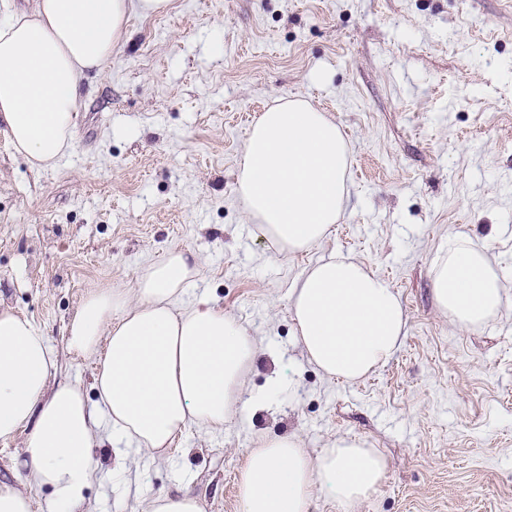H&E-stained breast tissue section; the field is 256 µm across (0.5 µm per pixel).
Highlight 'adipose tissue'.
Wrapping results in <instances>:
<instances>
[{
	"label": "adipose tissue",
	"instance_id": "1",
	"mask_svg": "<svg viewBox=\"0 0 512 512\" xmlns=\"http://www.w3.org/2000/svg\"><path fill=\"white\" fill-rule=\"evenodd\" d=\"M171 0H0V128L13 151L45 169L73 147L82 102L80 77L103 71L131 14H160ZM350 148L326 113L282 100L253 123L239 161L237 193L262 238L281 253L309 250L348 200ZM199 274L185 251L152 264L132 291L90 289L66 344L95 358L98 400L69 383L50 387L54 356L26 316L0 310V440L31 426L26 486L51 491L42 512H78L94 477L95 430L107 422L127 442L164 452L194 423L223 428L239 411L274 401L280 378L248 394L258 353L233 316L199 300L175 302ZM438 309L467 330L500 313L505 294L486 244L451 237L432 266ZM295 334L324 375L356 382L402 346L406 317L391 285L360 261L333 255L302 274L291 294ZM388 462L357 439L339 438L310 454L294 435L259 436L239 475L240 512H308L314 491L351 507L381 486Z\"/></svg>",
	"mask_w": 512,
	"mask_h": 512
}]
</instances>
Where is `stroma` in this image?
Segmentation results:
<instances>
[{
  "mask_svg": "<svg viewBox=\"0 0 512 512\" xmlns=\"http://www.w3.org/2000/svg\"><path fill=\"white\" fill-rule=\"evenodd\" d=\"M80 84L56 166L33 171L0 129V308L46 337L50 384L96 401L70 320L89 288H133L173 249L200 264L178 306L207 299L258 342L249 392L282 380L267 408L186 425L120 470L101 427L83 512H147L184 492L202 512H239L247 448L288 434L313 453L344 437L387 457L352 512H512V0H172L132 15ZM278 98L328 112L363 171L329 235L294 255L259 235L236 192L247 118ZM458 233L489 244L506 291L475 331L433 299L432 261ZM334 254L388 281L407 317L400 349L354 383L308 361L291 316L297 278Z\"/></svg>",
  "mask_w": 512,
  "mask_h": 512,
  "instance_id": "obj_1",
  "label": "stroma"
}]
</instances>
